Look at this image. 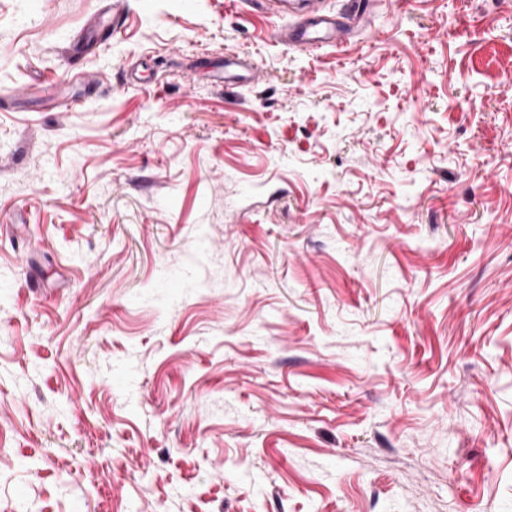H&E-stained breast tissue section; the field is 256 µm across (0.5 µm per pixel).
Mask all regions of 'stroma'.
I'll return each mask as SVG.
<instances>
[{
	"instance_id": "1",
	"label": "stroma",
	"mask_w": 512,
	"mask_h": 512,
	"mask_svg": "<svg viewBox=\"0 0 512 512\" xmlns=\"http://www.w3.org/2000/svg\"><path fill=\"white\" fill-rule=\"evenodd\" d=\"M225 2L0 0V512H512V0ZM271 16L284 21L279 38L289 47L311 50L327 46H343L364 28L372 3L354 0L344 14L324 7L321 0H268ZM78 78L79 79L74 81L73 79L60 80L59 78H55V77H43L38 86L28 87L27 89H25L24 93L27 96V95H31L37 91L56 92L58 103L68 107V106L72 105L73 101L77 100V98L65 95L64 89L66 88L67 85H69L71 83H81V84H83V86L85 88L87 87V88L91 89L96 84L95 82L86 81V78L83 75H79ZM24 93H22L21 95H23ZM21 95H17V96L6 95V96H3L2 98L13 100V99L20 97Z\"/></svg>"
}]
</instances>
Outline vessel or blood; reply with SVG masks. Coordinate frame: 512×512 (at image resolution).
Returning <instances> with one entry per match:
<instances>
[{"label": "vessel or blood", "mask_w": 512, "mask_h": 512, "mask_svg": "<svg viewBox=\"0 0 512 512\" xmlns=\"http://www.w3.org/2000/svg\"><path fill=\"white\" fill-rule=\"evenodd\" d=\"M369 0H351L346 13L327 10L323 0H268L267 10L281 21L279 38L287 46L311 50L343 46L366 26Z\"/></svg>", "instance_id": "obj_1"}]
</instances>
